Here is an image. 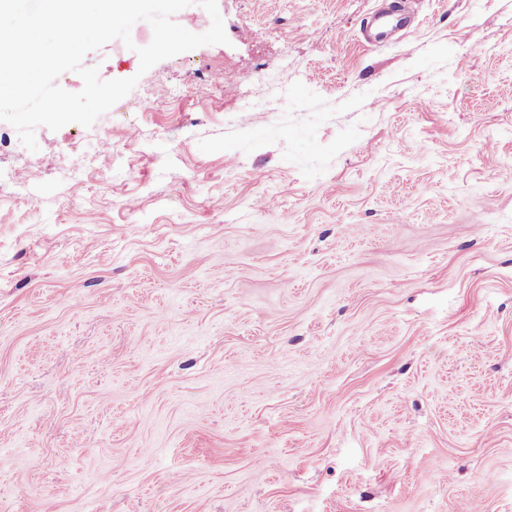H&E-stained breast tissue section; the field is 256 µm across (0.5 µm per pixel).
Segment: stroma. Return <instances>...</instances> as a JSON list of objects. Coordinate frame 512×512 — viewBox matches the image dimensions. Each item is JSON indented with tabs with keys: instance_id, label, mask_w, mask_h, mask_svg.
I'll return each instance as SVG.
<instances>
[{
	"instance_id": "stroma-1",
	"label": "stroma",
	"mask_w": 512,
	"mask_h": 512,
	"mask_svg": "<svg viewBox=\"0 0 512 512\" xmlns=\"http://www.w3.org/2000/svg\"><path fill=\"white\" fill-rule=\"evenodd\" d=\"M386 2L0 122V512H512V0Z\"/></svg>"
}]
</instances>
